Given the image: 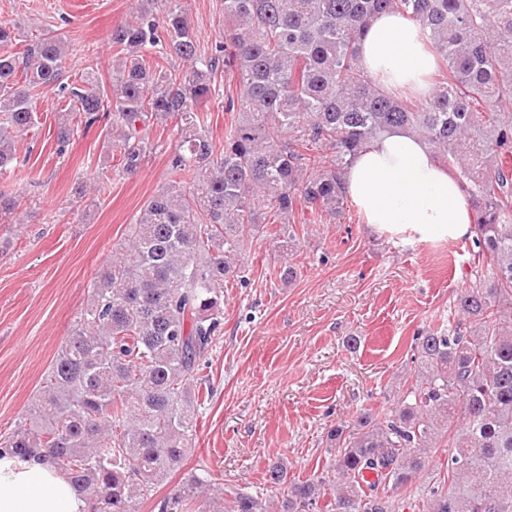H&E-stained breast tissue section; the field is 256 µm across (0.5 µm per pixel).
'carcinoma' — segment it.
Instances as JSON below:
<instances>
[{
    "label": "carcinoma",
    "mask_w": 512,
    "mask_h": 512,
    "mask_svg": "<svg viewBox=\"0 0 512 512\" xmlns=\"http://www.w3.org/2000/svg\"><path fill=\"white\" fill-rule=\"evenodd\" d=\"M392 11L422 26L445 65L424 104L359 65L369 21ZM22 36L32 44L20 54ZM112 47L108 88L92 68L65 85L62 36L0 25V175L44 88H58L87 128L112 102L127 174L143 166L154 126L172 123L176 140L170 179L94 277L0 454L51 460L86 512H140L179 471L159 512H313L329 492L333 512H512V0H224V39L207 51L187 0H140ZM213 99L227 115L220 152L200 111ZM398 128L430 145L475 212L474 284L456 300L455 325L413 337L414 371L394 409L365 408L327 430L334 479H292L278 459L266 476L283 493L267 501L218 486L208 470L183 471L202 372L224 330V283L245 245L269 214L289 245L297 208L313 222L340 213L345 169ZM73 133L59 123L58 153ZM438 448L448 449L440 464Z\"/></svg>",
    "instance_id": "1"
}]
</instances>
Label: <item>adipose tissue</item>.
Segmentation results:
<instances>
[{
    "instance_id": "1",
    "label": "adipose tissue",
    "mask_w": 512,
    "mask_h": 512,
    "mask_svg": "<svg viewBox=\"0 0 512 512\" xmlns=\"http://www.w3.org/2000/svg\"><path fill=\"white\" fill-rule=\"evenodd\" d=\"M360 65L391 92L425 97L435 57L421 26L399 13L374 17L360 45ZM345 190L374 233L403 241L472 237L467 198L430 146L404 131L386 132L358 153ZM0 512H85L74 485L50 463L0 458Z\"/></svg>"
}]
</instances>
